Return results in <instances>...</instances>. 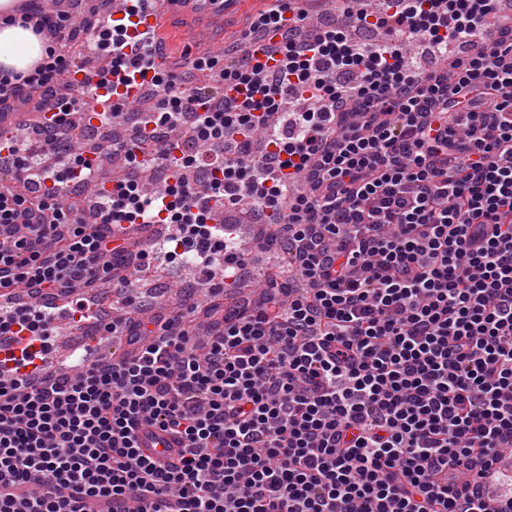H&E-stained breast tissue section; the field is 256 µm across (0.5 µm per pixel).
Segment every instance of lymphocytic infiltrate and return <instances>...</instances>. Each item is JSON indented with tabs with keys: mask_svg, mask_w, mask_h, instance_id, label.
<instances>
[{
	"mask_svg": "<svg viewBox=\"0 0 512 512\" xmlns=\"http://www.w3.org/2000/svg\"><path fill=\"white\" fill-rule=\"evenodd\" d=\"M305 0H276L250 29L281 34L272 71L228 48L242 102L211 104L184 75L156 79L128 158L94 222L45 192L0 183V299L43 288L88 294L129 248L114 229L164 222L154 250L190 258L208 288L244 279L236 227L214 204L250 191L292 271L264 301L225 311L203 345L182 315L119 322L138 351L33 382L0 372V512H512L500 467L512 454V25L498 0H385L346 7L302 34ZM71 8L25 9L55 45L23 82L0 80V120L59 93L80 33ZM291 27H284V20ZM432 71H413L409 44ZM279 117L263 151L253 131ZM164 126L208 166L159 195L140 175ZM16 155L25 182L63 179L67 129ZM181 444L159 464L140 425Z\"/></svg>",
	"mask_w": 512,
	"mask_h": 512,
	"instance_id": "1",
	"label": "lymphocytic infiltrate"
}]
</instances>
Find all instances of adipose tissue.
<instances>
[{
    "label": "adipose tissue",
    "instance_id": "obj_1",
    "mask_svg": "<svg viewBox=\"0 0 512 512\" xmlns=\"http://www.w3.org/2000/svg\"><path fill=\"white\" fill-rule=\"evenodd\" d=\"M20 0H0V75L33 73L44 60L47 43L18 15Z\"/></svg>",
    "mask_w": 512,
    "mask_h": 512
}]
</instances>
